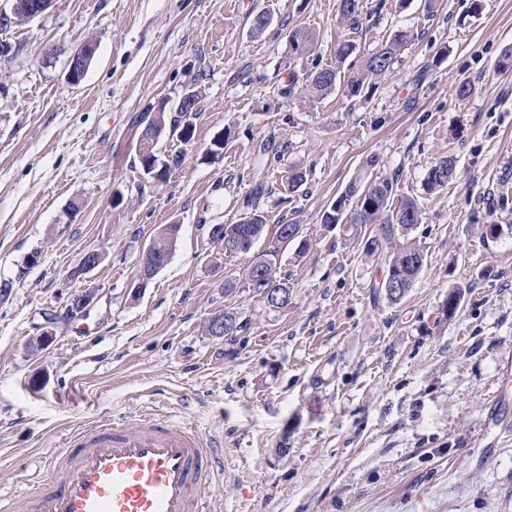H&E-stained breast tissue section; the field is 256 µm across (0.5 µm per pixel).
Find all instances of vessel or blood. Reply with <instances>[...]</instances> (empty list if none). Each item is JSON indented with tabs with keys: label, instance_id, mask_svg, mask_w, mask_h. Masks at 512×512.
I'll list each match as a JSON object with an SVG mask.
<instances>
[{
	"label": "vessel or blood",
	"instance_id": "b4317fda",
	"mask_svg": "<svg viewBox=\"0 0 512 512\" xmlns=\"http://www.w3.org/2000/svg\"><path fill=\"white\" fill-rule=\"evenodd\" d=\"M42 484L0 512H204L224 450L186 424L103 425L53 453Z\"/></svg>",
	"mask_w": 512,
	"mask_h": 512
}]
</instances>
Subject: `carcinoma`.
Wrapping results in <instances>:
<instances>
[{
    "label": "carcinoma",
    "mask_w": 512,
    "mask_h": 512,
    "mask_svg": "<svg viewBox=\"0 0 512 512\" xmlns=\"http://www.w3.org/2000/svg\"><path fill=\"white\" fill-rule=\"evenodd\" d=\"M341 20L353 30L360 24L363 6L361 0H340ZM415 40L414 34L406 30L394 32L390 38L381 43L360 65L352 70L347 77L341 76L337 67L321 68L308 76L305 84V94L311 99H321L329 94L340 91L350 99L369 98L374 91L377 81L389 73L402 52ZM288 41L293 53L298 57H306L316 45L313 32L295 28L290 31ZM356 50L354 40L345 36L336 42L334 55L336 62H345ZM192 111H177V116L166 121L165 111L144 118L139 123V139L142 145L137 147L140 165L147 163L153 166L157 173H167L168 164L160 161L157 145L154 140L156 132L177 134L181 141L187 143L194 135V120L199 116V93L192 91ZM378 159L370 158L366 162L365 171L355 177L345 191L331 204L322 216V223L328 227L339 224H379L382 239L369 238L364 243V252L368 257H379L384 263L386 278L380 287L386 289L385 297L393 304L400 303L414 287L422 270L425 255L416 242L400 239L398 231L409 230L415 224L421 223L422 207L413 197L402 200L400 206L392 208L397 192V180L374 173ZM455 170L454 161L450 158L436 162L427 171L424 179V190L430 194L448 186ZM265 195V187L258 184L251 192V211L246 213L235 224L224 225V238L221 240L224 255L232 256L246 254L251 251L257 240L269 233L272 235L271 244L263 252L257 254L248 266L243 285L256 296L261 295L262 288L252 283L256 274L267 275L269 284L282 290L285 298L276 307L286 309L291 303L293 290L289 283L280 275L281 258L285 250H293L294 258L303 257L309 248V242L303 236L296 238L284 233L285 228L292 224H268L266 212L259 207L260 199ZM356 200L353 211H348L351 200ZM179 234V225L165 224L160 226L154 235L153 246L144 252L141 268L149 270L157 256L172 253L173 246ZM400 277L399 291L389 292V283L394 277ZM248 320L226 311L224 312V332L220 337L234 343L238 336L247 329Z\"/></svg>",
    "instance_id": "cac0c4a2"
}]
</instances>
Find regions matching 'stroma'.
Segmentation results:
<instances>
[{"label": "stroma", "mask_w": 512, "mask_h": 512, "mask_svg": "<svg viewBox=\"0 0 512 512\" xmlns=\"http://www.w3.org/2000/svg\"><path fill=\"white\" fill-rule=\"evenodd\" d=\"M471 3L439 0L430 17L422 0H362L352 34L339 0H56L0 28V282L12 286L0 298V494L43 479L50 450L94 421L166 418L222 431L214 512H512V0L477 14ZM260 12L270 24L256 35ZM297 27L318 36L303 58L288 43ZM399 29L416 39L370 99L282 95L289 76L302 86L333 65L342 35L364 55ZM89 38L95 58L70 84ZM191 89L192 141L159 144L179 166L145 176L137 121L174 115ZM266 139L278 151L261 163ZM372 156L398 196L423 203L407 236L424 265L396 305L384 264L362 253L379 225L321 221ZM448 156L447 188L425 195ZM290 166L307 177L295 190L280 180ZM259 183L271 222L310 241L301 261L282 256L283 310L224 289L267 240L227 256L208 238L249 211ZM164 224L181 227L170 260L139 287ZM490 224L501 234L484 235ZM89 250L103 262L69 278ZM81 292L93 305L69 312ZM224 310L249 321L233 344L205 330ZM47 330L51 345L32 350ZM454 170L455 164L451 158L440 160L431 166L424 179L426 193L430 194L448 186V181L452 178Z\"/></svg>", "instance_id": "stroma-1"}]
</instances>
